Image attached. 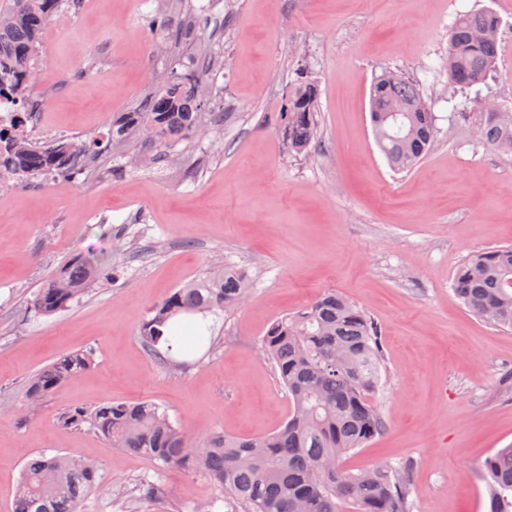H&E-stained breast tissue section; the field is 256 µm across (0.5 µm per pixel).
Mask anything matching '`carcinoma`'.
Segmentation results:
<instances>
[{
  "label": "carcinoma",
  "instance_id": "carcinoma-1",
  "mask_svg": "<svg viewBox=\"0 0 512 512\" xmlns=\"http://www.w3.org/2000/svg\"><path fill=\"white\" fill-rule=\"evenodd\" d=\"M63 2L0 0V95L28 102L26 72L47 21ZM499 26L498 16L490 10L455 18L448 29V80L453 86L470 88L495 71ZM171 97L181 109V137H190L201 124L211 130L222 127L224 114L211 112L204 120L197 112L196 80L175 71L171 85L152 96L143 111L113 123L109 135L125 140L146 134L160 142L173 138L172 113L158 111L159 101ZM316 107L317 86L299 77L289 88L281 113L289 152L301 155L310 150ZM465 116L488 146L512 153V112L477 101ZM370 117L375 141L394 170L409 171L425 158L434 137V117L408 78L394 71L374 78ZM10 141L9 161L19 179L71 170L66 163L68 141L41 146L22 129L11 132ZM111 267L108 253L68 258L33 294L32 308L44 317L67 309ZM453 288L478 317L512 330V247L470 256L458 269ZM247 295L248 283L236 267L216 266L155 303L142 322V339L152 350L163 336L162 328L174 318L233 311ZM261 343L292 405L287 422L271 433L242 438L215 432L198 439L150 399H110L68 413L64 422L89 424L114 448L197 471L246 512H339L344 505L353 512H410L414 488L399 468L380 465L353 474L342 466L346 455L386 430L371 399L382 367L374 321L331 291L275 318ZM93 362L92 354L76 353L41 369L28 379L27 399L41 401L60 384L79 378ZM481 471L489 512H512V447L490 454ZM97 476L98 465L91 459L37 452L22 468L13 512H79Z\"/></svg>",
  "mask_w": 512,
  "mask_h": 512
}]
</instances>
